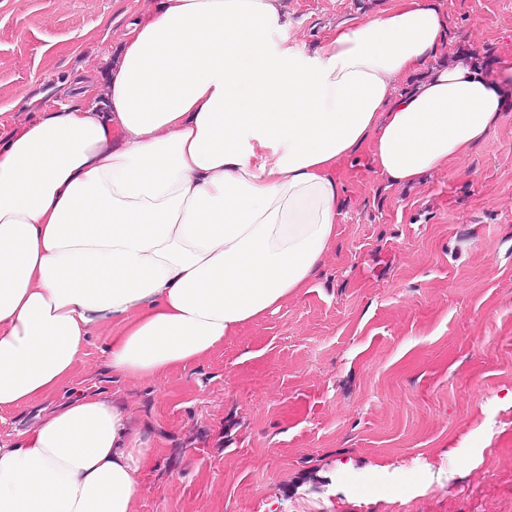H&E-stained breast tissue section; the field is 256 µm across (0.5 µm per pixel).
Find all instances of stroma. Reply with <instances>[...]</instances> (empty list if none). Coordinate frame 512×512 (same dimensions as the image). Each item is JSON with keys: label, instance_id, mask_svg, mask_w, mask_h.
I'll return each instance as SVG.
<instances>
[{"label": "stroma", "instance_id": "stroma-1", "mask_svg": "<svg viewBox=\"0 0 512 512\" xmlns=\"http://www.w3.org/2000/svg\"><path fill=\"white\" fill-rule=\"evenodd\" d=\"M443 59L512 58V0H441ZM152 0H0V138L35 97L102 78ZM316 47L390 0H284ZM96 331L70 390L131 410L150 456L136 512H512V108L417 184L347 179L308 288L172 375L107 371Z\"/></svg>", "mask_w": 512, "mask_h": 512}]
</instances>
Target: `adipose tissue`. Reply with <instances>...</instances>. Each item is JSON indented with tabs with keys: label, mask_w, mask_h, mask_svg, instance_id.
Returning <instances> with one entry per match:
<instances>
[{
	"label": "adipose tissue",
	"mask_w": 512,
	"mask_h": 512,
	"mask_svg": "<svg viewBox=\"0 0 512 512\" xmlns=\"http://www.w3.org/2000/svg\"><path fill=\"white\" fill-rule=\"evenodd\" d=\"M288 25L282 0H154L86 105L0 141V411L40 407L0 437V512H136L150 449L127 406L49 402L92 334L111 328L120 379L198 361L311 282L345 164L413 184L512 104V64L437 63L438 0H391L308 52Z\"/></svg>",
	"instance_id": "adipose-tissue-1"
}]
</instances>
